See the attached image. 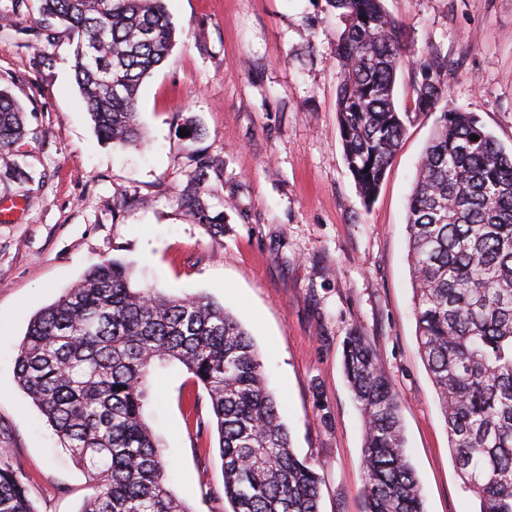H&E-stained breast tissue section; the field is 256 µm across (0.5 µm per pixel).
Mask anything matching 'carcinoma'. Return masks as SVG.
Listing matches in <instances>:
<instances>
[{"instance_id":"obj_1","label":"carcinoma","mask_w":512,"mask_h":512,"mask_svg":"<svg viewBox=\"0 0 512 512\" xmlns=\"http://www.w3.org/2000/svg\"><path fill=\"white\" fill-rule=\"evenodd\" d=\"M336 37L338 128L359 194L378 193L410 114L395 104L398 76L417 74L415 108L445 95V56L411 54L383 0H326ZM40 35L73 45V74L97 137L141 147L138 92L176 45L165 0H40ZM30 134L0 89V159ZM478 140H471V136ZM222 162L201 157L180 205L219 233L201 189ZM416 335L448 426L449 448L479 512H512V151L478 115L443 108L408 199ZM178 362L210 398L224 498L232 512H320L316 465L299 459L265 383L250 333L223 305L131 287L108 259L37 312L16 378L64 447L97 481L81 512H190L167 485L160 444L145 418L153 371ZM344 371L364 423L365 512H424L408 459L400 404L363 336L349 332ZM0 512H35L13 449L0 448Z\"/></svg>"}]
</instances>
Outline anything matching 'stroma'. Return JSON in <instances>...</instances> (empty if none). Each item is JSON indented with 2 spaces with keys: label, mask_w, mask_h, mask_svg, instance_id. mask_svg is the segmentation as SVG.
<instances>
[{
  "label": "stroma",
  "mask_w": 512,
  "mask_h": 512,
  "mask_svg": "<svg viewBox=\"0 0 512 512\" xmlns=\"http://www.w3.org/2000/svg\"><path fill=\"white\" fill-rule=\"evenodd\" d=\"M168 59L140 88L145 149L101 142L67 38L32 34L38 0L0 27V88L26 109L25 187L0 178V448L15 449L36 512H81L90 474L19 387L32 317L91 265L118 258L134 287L223 304L251 333L298 457L320 465L321 512H363V430L343 371L358 330L400 395L425 512H477L448 448L422 361L408 262L407 202L436 113L408 126L376 199L364 203L336 117L337 20L326 0H166ZM416 52L446 56L447 103L512 149V0H384ZM192 125L195 137L180 136ZM223 159L205 185L216 236L179 204L197 155ZM146 419L191 512H230L210 399L179 363L153 378Z\"/></svg>",
  "instance_id": "obj_1"
}]
</instances>
